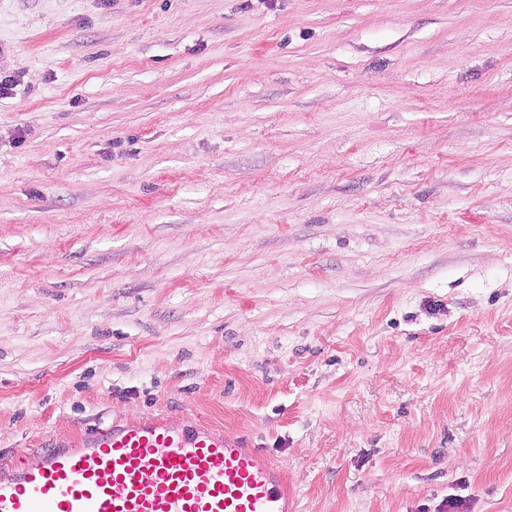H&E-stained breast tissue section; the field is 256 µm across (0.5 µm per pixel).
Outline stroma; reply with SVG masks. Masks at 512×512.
Masks as SVG:
<instances>
[{
    "label": "stroma",
    "mask_w": 512,
    "mask_h": 512,
    "mask_svg": "<svg viewBox=\"0 0 512 512\" xmlns=\"http://www.w3.org/2000/svg\"><path fill=\"white\" fill-rule=\"evenodd\" d=\"M0 73V456L164 414L512 512V0H0Z\"/></svg>",
    "instance_id": "obj_1"
}]
</instances>
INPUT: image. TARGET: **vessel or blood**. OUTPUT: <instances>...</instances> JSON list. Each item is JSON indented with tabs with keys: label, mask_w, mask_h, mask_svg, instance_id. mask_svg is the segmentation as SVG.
I'll use <instances>...</instances> for the list:
<instances>
[{
	"label": "vessel or blood",
	"mask_w": 512,
	"mask_h": 512,
	"mask_svg": "<svg viewBox=\"0 0 512 512\" xmlns=\"http://www.w3.org/2000/svg\"><path fill=\"white\" fill-rule=\"evenodd\" d=\"M7 467L0 512H290L287 483L258 450L155 416L17 450Z\"/></svg>",
	"instance_id": "obj_1"
}]
</instances>
